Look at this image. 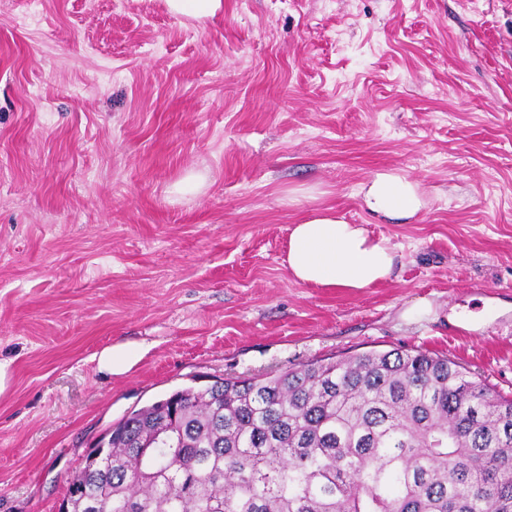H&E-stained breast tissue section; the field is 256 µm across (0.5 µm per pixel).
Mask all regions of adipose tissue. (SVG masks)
<instances>
[{"label": "adipose tissue", "instance_id": "1", "mask_svg": "<svg viewBox=\"0 0 512 512\" xmlns=\"http://www.w3.org/2000/svg\"><path fill=\"white\" fill-rule=\"evenodd\" d=\"M360 197L369 212L403 224L424 206L418 183L395 172L372 174ZM396 257L387 237L371 235L363 225L325 208L293 226L286 262L299 284L361 292L389 281Z\"/></svg>", "mask_w": 512, "mask_h": 512}]
</instances>
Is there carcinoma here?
I'll return each instance as SVG.
<instances>
[{
  "instance_id": "1",
  "label": "carcinoma",
  "mask_w": 512,
  "mask_h": 512,
  "mask_svg": "<svg viewBox=\"0 0 512 512\" xmlns=\"http://www.w3.org/2000/svg\"><path fill=\"white\" fill-rule=\"evenodd\" d=\"M68 487L70 512H512V399L399 349L187 386Z\"/></svg>"
}]
</instances>
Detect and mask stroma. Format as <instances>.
<instances>
[{"instance_id": "1", "label": "stroma", "mask_w": 512, "mask_h": 512, "mask_svg": "<svg viewBox=\"0 0 512 512\" xmlns=\"http://www.w3.org/2000/svg\"><path fill=\"white\" fill-rule=\"evenodd\" d=\"M223 2L0 0V512H56L112 423L217 378L415 349L512 397V0ZM379 171L418 183L411 223L363 208ZM329 205L390 281L291 278ZM117 343L148 352L99 372ZM169 13L195 20L212 18L222 9V0H165Z\"/></svg>"}]
</instances>
